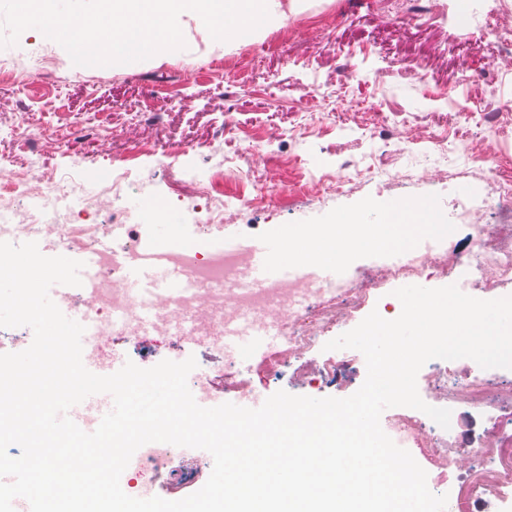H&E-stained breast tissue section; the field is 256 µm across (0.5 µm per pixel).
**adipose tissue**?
Instances as JSON below:
<instances>
[{
    "label": "adipose tissue",
    "mask_w": 512,
    "mask_h": 512,
    "mask_svg": "<svg viewBox=\"0 0 512 512\" xmlns=\"http://www.w3.org/2000/svg\"><path fill=\"white\" fill-rule=\"evenodd\" d=\"M394 223L371 230L358 227L354 216H346L344 221L329 225L320 236L311 238L301 230L289 231V243L284 252L285 259H293L300 254H314L323 261L341 258L345 248L360 247L370 249H404L411 247L416 233L433 231L430 223L418 224L413 211L396 207Z\"/></svg>",
    "instance_id": "obj_1"
}]
</instances>
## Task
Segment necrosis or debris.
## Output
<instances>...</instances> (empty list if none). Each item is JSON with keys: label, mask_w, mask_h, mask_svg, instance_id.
I'll return each instance as SVG.
<instances>
[{"label": "necrosis or debris", "mask_w": 512, "mask_h": 512, "mask_svg": "<svg viewBox=\"0 0 512 512\" xmlns=\"http://www.w3.org/2000/svg\"><path fill=\"white\" fill-rule=\"evenodd\" d=\"M131 185L129 171L113 169V193L101 197L95 190L75 184L69 175L46 170L38 153L27 159L23 170L0 177V241L18 245L47 238L59 251L82 249L95 253V286L81 291L75 301L95 323L86 333L85 348L102 360L108 357L104 338L110 328H118L132 344L141 334L131 321L139 300L123 287L124 263L137 258L139 240L131 236L113 243L111 250L98 248L100 235L111 225L133 220ZM197 185V210L204 213L205 224L223 223V170L208 173L198 179ZM455 219L471 230L467 252L458 251L444 235L438 247L407 253L392 263L391 276L419 278L431 270L445 272L465 263L474 271L476 291L487 293L496 281L511 280L512 248L502 245L501 227L489 229L477 224L471 209L464 206L456 211ZM162 257L187 270L192 281L208 286L209 291L203 296H184L175 304L159 301L157 332L166 333L167 319L176 306L197 317L202 341L208 345L218 344L217 326L223 316L249 321L270 313L272 325L281 336L266 358L265 368L271 376L319 346V337L311 331L314 323L340 322L344 310L369 298L376 285L375 278L370 277L334 285L308 286L289 281L260 287L247 279L249 257L243 253H217L187 244L164 250ZM446 374L469 405L496 409L495 415L488 417L481 437L471 444L470 452L478 463L460 478L455 500L462 512H485L492 499L498 502L496 512H512V498L504 492L512 483V389H498L501 371L497 368L480 370L472 377L456 374L451 368ZM390 432L399 444L422 449L431 457L437 456V444L446 434L435 422L409 415L393 418Z\"/></svg>", "instance_id": "necrosis-or-debris-1"}]
</instances>
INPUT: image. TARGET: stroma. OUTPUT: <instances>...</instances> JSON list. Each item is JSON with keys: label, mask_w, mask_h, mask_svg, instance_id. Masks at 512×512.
<instances>
[{"label": "stroma", "mask_w": 512, "mask_h": 512, "mask_svg": "<svg viewBox=\"0 0 512 512\" xmlns=\"http://www.w3.org/2000/svg\"><path fill=\"white\" fill-rule=\"evenodd\" d=\"M290 2L280 0L284 20H270L242 41L215 42L191 14H182L185 49L134 64L77 66L53 45L46 70L0 79V174L23 166L36 149L50 168L83 174L99 187L113 160L129 159L132 144L161 150L193 143L196 153L165 169L151 155L130 159L135 200L192 224L194 177L221 163L231 166L238 175L224 181L229 204L223 223L213 228L218 239L246 242L276 227L332 224L366 204L430 208L439 223L453 224L452 203L459 197L473 200L479 223L512 225V213L491 204L493 181L474 163L441 161L433 144L462 135L476 153L512 163V115L495 129L479 117L484 101L512 100V80L497 74L503 57L497 37L488 33L475 42L469 35L492 0H444V11L412 24L403 23L398 0H301L295 9ZM187 60L200 64L189 78L180 69ZM415 69L424 82L412 77ZM376 111L388 116L395 138L372 135ZM30 117L43 134L35 148L9 136L12 125ZM66 128L84 130L79 153L59 142ZM255 143L260 153L249 152ZM344 165L358 172L345 189L311 185L310 176ZM377 168L387 176H374ZM267 184L281 192L265 207L236 206V199ZM143 338L139 347L119 334L112 342L142 368L195 357L210 371L212 393L231 403L251 392L267 397L280 390L345 398L366 378L360 351L319 347L281 376H248L228 392L223 348L153 330ZM343 356L349 364L335 372ZM456 406L460 434L442 446L457 467L442 473L429 457L421 459L428 483L448 495L473 463L463 437L474 434V420L467 407ZM209 476L204 459L177 453L166 467L148 471L143 483L159 495L183 498Z\"/></svg>", "instance_id": "35a3bbf8"}]
</instances>
